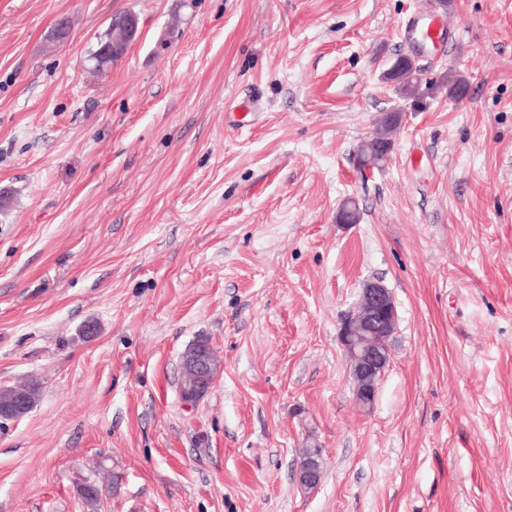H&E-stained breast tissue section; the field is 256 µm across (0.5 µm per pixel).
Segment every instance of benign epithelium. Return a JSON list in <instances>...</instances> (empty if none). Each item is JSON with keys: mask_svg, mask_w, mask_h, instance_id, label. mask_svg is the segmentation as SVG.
<instances>
[{"mask_svg": "<svg viewBox=\"0 0 512 512\" xmlns=\"http://www.w3.org/2000/svg\"><path fill=\"white\" fill-rule=\"evenodd\" d=\"M122 44L102 45L90 64L100 70L122 58ZM398 312L391 291L383 281L371 280L363 284L355 311L342 319L339 339L349 361L359 404L370 409L375 404L378 385L390 362L389 339L394 334ZM181 371L186 382H178L183 406L194 408L211 388L217 373V360L210 342L199 341L182 355ZM26 400L18 398L6 410H0V419H21L28 414ZM298 480L306 489H316L322 478L321 450L310 448L300 461Z\"/></svg>", "mask_w": 512, "mask_h": 512, "instance_id": "benign-epithelium-1", "label": "benign epithelium"}]
</instances>
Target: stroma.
Returning <instances> with one entry per match:
<instances>
[{
  "instance_id": "1",
  "label": "stroma",
  "mask_w": 512,
  "mask_h": 512,
  "mask_svg": "<svg viewBox=\"0 0 512 512\" xmlns=\"http://www.w3.org/2000/svg\"><path fill=\"white\" fill-rule=\"evenodd\" d=\"M420 13L456 40L415 48ZM398 54L467 94L364 175ZM0 194V385L40 387L0 421V512H512V0H0ZM371 278L398 324L365 411L338 331ZM124 52L123 46L120 43H105L93 54L94 57L90 59V64L93 68L107 69L111 67L112 61L120 60ZM181 371L187 381L184 384L179 378V396L183 406L192 409L209 391L217 373V360L209 341L197 342L182 355ZM298 480L301 486L309 490H315L322 478L321 450L320 448H309L300 461Z\"/></svg>"
}]
</instances>
